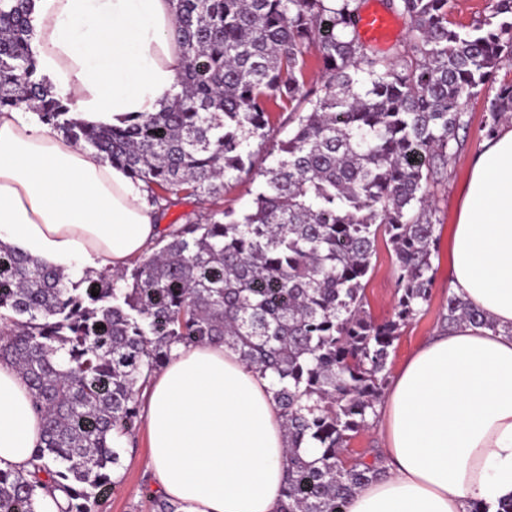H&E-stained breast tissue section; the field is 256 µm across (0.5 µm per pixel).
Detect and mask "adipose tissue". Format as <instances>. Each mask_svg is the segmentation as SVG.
Here are the masks:
<instances>
[{
    "mask_svg": "<svg viewBox=\"0 0 512 512\" xmlns=\"http://www.w3.org/2000/svg\"><path fill=\"white\" fill-rule=\"evenodd\" d=\"M38 74L97 127L158 112L183 59L173 0H30ZM161 226L142 182L22 106L0 112V241L44 265L114 270ZM449 286L491 327L436 329L377 413L386 474L348 512H471L512 500V119L474 153ZM151 488L176 512H279L287 476L269 378L221 345L176 346L148 391ZM42 419L0 362V468L28 467Z\"/></svg>",
    "mask_w": 512,
    "mask_h": 512,
    "instance_id": "obj_1",
    "label": "adipose tissue"
}]
</instances>
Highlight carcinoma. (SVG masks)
Listing matches in <instances>:
<instances>
[{"label":"carcinoma","mask_w":512,"mask_h":512,"mask_svg":"<svg viewBox=\"0 0 512 512\" xmlns=\"http://www.w3.org/2000/svg\"><path fill=\"white\" fill-rule=\"evenodd\" d=\"M388 5L410 27L381 54L360 40V0H177L179 91L160 112L96 128L38 75L29 0H0V111L37 110L143 182L162 215L198 205L116 273L75 277L0 241V360L43 418L33 470L0 469V512H35L37 491L55 489L62 512H98L117 442L141 423L139 395L177 345L221 343L270 377L288 452L280 512H348L385 475L378 449L350 463L343 448L374 424L401 329L431 300L430 189L464 145L465 102L494 87L488 138L512 116V80L496 82L512 65V0L467 27L450 0ZM275 108L293 125L282 139L268 138ZM261 153L269 165L256 166ZM244 175L258 182L251 208L219 206ZM381 236L396 304L377 323L364 280ZM444 310V326L493 327L454 294Z\"/></svg>","instance_id":"1"}]
</instances>
